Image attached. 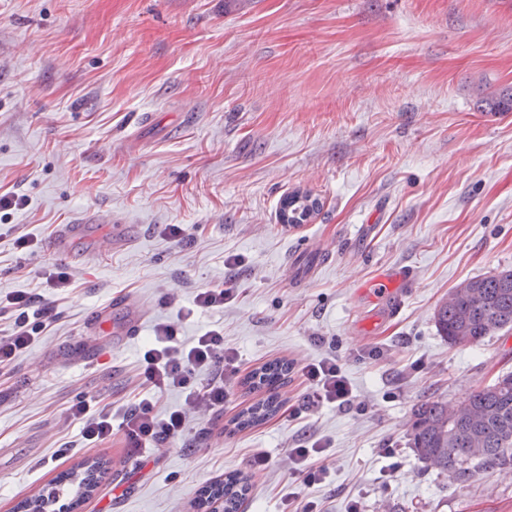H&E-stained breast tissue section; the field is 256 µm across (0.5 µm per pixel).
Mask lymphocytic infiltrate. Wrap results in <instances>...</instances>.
Here are the masks:
<instances>
[{
  "label": "lymphocytic infiltrate",
  "mask_w": 512,
  "mask_h": 512,
  "mask_svg": "<svg viewBox=\"0 0 512 512\" xmlns=\"http://www.w3.org/2000/svg\"><path fill=\"white\" fill-rule=\"evenodd\" d=\"M15 313L12 329L0 336V368L11 365L39 339L50 318L47 307L37 306L35 298L27 292L15 291L5 297ZM208 374L209 380L201 387L192 386L194 373ZM236 354L224 341L220 329H208L195 336L186 345L174 342L171 325L160 323L138 374L139 385L157 391L180 390L185 405L165 413H157L152 397L137 398L126 410L120 424H113L109 409L91 410L89 403L80 400L69 409L71 419L82 425V437L86 443L104 445L112 440L115 431H122L131 450L181 435L187 426V408L203 411L221 410L230 396L232 383L238 374ZM307 382L305 402L310 404L351 403L352 390L335 358L327 357L302 367Z\"/></svg>",
  "instance_id": "1"
}]
</instances>
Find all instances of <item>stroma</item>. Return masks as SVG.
<instances>
[{
	"label": "stroma",
	"mask_w": 512,
	"mask_h": 512,
	"mask_svg": "<svg viewBox=\"0 0 512 512\" xmlns=\"http://www.w3.org/2000/svg\"><path fill=\"white\" fill-rule=\"evenodd\" d=\"M507 88L512 0H0V194L28 200L0 212V293L53 314L0 369V512L87 461L108 475L81 512H194L199 488L256 453L269 464L244 512H512V465L456 481L407 441L422 401L512 372V330L452 346L434 322L455 286L512 270V115L482 111ZM295 190L322 209L281 223ZM91 208L134 242L99 254L112 227L90 224L53 256L59 226ZM59 265L74 279L61 294ZM394 272L387 316L368 284ZM226 283L224 307L181 316ZM126 295L146 314L130 339ZM162 322L181 343L223 329L241 383L180 437L87 445L69 406L122 417ZM329 355L353 401L303 408L301 368ZM274 359L293 365L278 411L236 430L261 397L244 376ZM316 441L327 473L306 485L288 451Z\"/></svg>",
	"instance_id": "obj_1"
}]
</instances>
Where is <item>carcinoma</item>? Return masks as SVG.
Returning a JSON list of instances; mask_svg holds the SVG:
<instances>
[{
    "mask_svg": "<svg viewBox=\"0 0 512 512\" xmlns=\"http://www.w3.org/2000/svg\"><path fill=\"white\" fill-rule=\"evenodd\" d=\"M490 112L512 111V89L487 103ZM288 205L297 213L294 220L303 223L314 214L320 203L307 195L288 197ZM436 326L450 345H478L492 333L512 328V271L470 279L459 284L448 299L434 312ZM287 360H275L250 376L249 383L264 389L268 395L246 412L233 419V424L246 429L257 426L272 416L279 406L277 388L288 376ZM460 410L439 400L422 402L413 412L408 429L409 446L423 462L438 468L456 480H465L472 469L488 462L512 463V373L503 374L458 403ZM96 478L86 480L73 470L64 479L78 483L75 504L89 499L104 476L100 467L93 469ZM247 478L232 473L203 490L194 503L196 512H215L213 506L223 503V512H240L248 494Z\"/></svg>",
    "mask_w": 512,
    "mask_h": 512,
    "instance_id": "carcinoma-1",
    "label": "carcinoma"
}]
</instances>
